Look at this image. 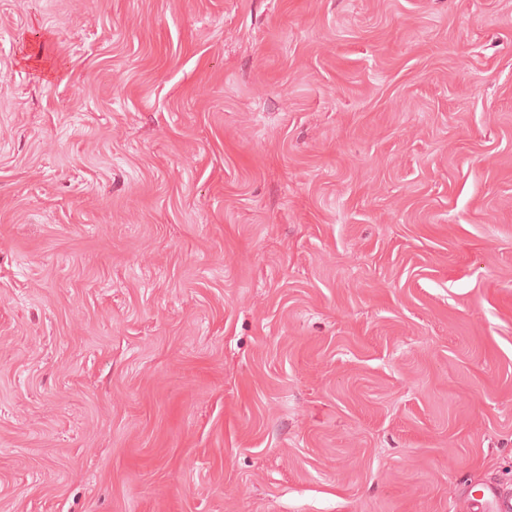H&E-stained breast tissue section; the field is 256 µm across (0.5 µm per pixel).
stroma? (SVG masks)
Returning a JSON list of instances; mask_svg holds the SVG:
<instances>
[{
    "label": "stroma",
    "mask_w": 512,
    "mask_h": 512,
    "mask_svg": "<svg viewBox=\"0 0 512 512\" xmlns=\"http://www.w3.org/2000/svg\"><path fill=\"white\" fill-rule=\"evenodd\" d=\"M493 481L512 0H0V512Z\"/></svg>",
    "instance_id": "stroma-1"
}]
</instances>
